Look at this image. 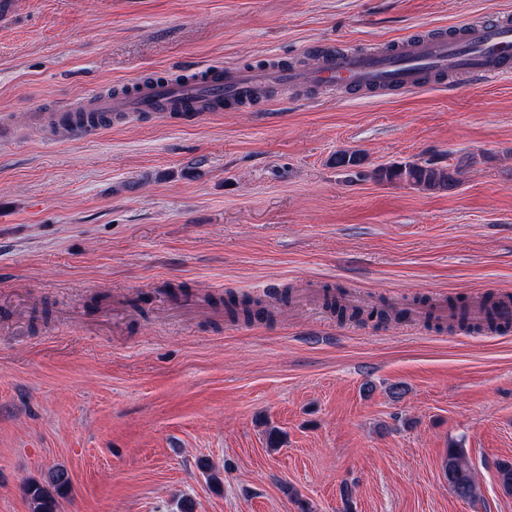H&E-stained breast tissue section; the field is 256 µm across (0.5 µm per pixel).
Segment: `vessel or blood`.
Segmentation results:
<instances>
[{
    "label": "vessel or blood",
    "instance_id": "obj_1",
    "mask_svg": "<svg viewBox=\"0 0 512 512\" xmlns=\"http://www.w3.org/2000/svg\"><path fill=\"white\" fill-rule=\"evenodd\" d=\"M454 75L466 76L474 85L512 75V14L490 11L452 30L412 34L380 49L321 51L313 55L305 70L295 66H227L196 68L178 82L156 83L140 78L129 82L127 90L110 96L91 93L62 106L55 120L66 127L74 113H82L84 123L78 132L93 135L100 129L97 119L102 115L112 116L117 123L128 112L155 117L176 114L190 121L206 112L254 105L271 85L311 88L351 98L405 96L447 84ZM406 310V321L414 326L431 313L443 321L448 318V307L442 300L434 301L429 308L410 304ZM167 312L179 319H220L218 311L207 310L191 296L168 305Z\"/></svg>",
    "mask_w": 512,
    "mask_h": 512
}]
</instances>
